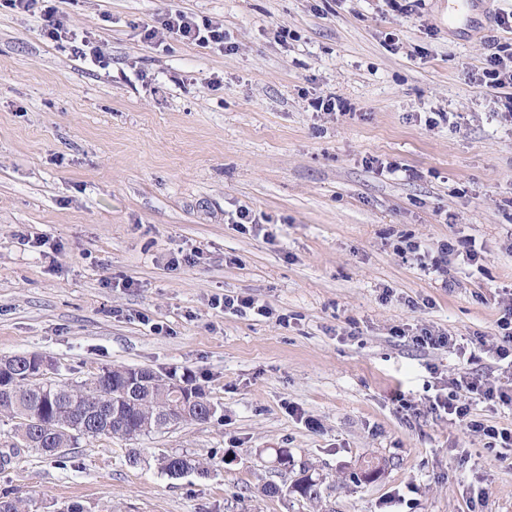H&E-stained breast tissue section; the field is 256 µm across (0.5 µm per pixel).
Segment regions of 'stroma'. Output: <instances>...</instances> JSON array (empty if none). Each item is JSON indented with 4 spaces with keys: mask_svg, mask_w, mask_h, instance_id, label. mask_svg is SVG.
<instances>
[{
    "mask_svg": "<svg viewBox=\"0 0 512 512\" xmlns=\"http://www.w3.org/2000/svg\"><path fill=\"white\" fill-rule=\"evenodd\" d=\"M452 7L60 0L104 67L0 7V358L45 353L51 381L113 365L185 376L218 407L55 457H9L2 417L0 493L29 512H512V462L432 406L460 375L503 377L459 348L500 343L512 292V122L504 90L475 82L512 54L496 23L512 0H477L453 25ZM168 8L223 23L233 50L144 40ZM242 205L265 231L227 223ZM466 239L481 261L451 259L444 279L400 250L430 260ZM227 294L271 313L224 312ZM424 327L457 348L416 346ZM270 448L323 475L319 505L287 495L298 472ZM181 453L202 472H161ZM370 464L382 473L362 480Z\"/></svg>",
    "mask_w": 512,
    "mask_h": 512,
    "instance_id": "1",
    "label": "stroma"
}]
</instances>
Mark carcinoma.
Wrapping results in <instances>:
<instances>
[{
	"instance_id": "1",
	"label": "carcinoma",
	"mask_w": 512,
	"mask_h": 512,
	"mask_svg": "<svg viewBox=\"0 0 512 512\" xmlns=\"http://www.w3.org/2000/svg\"><path fill=\"white\" fill-rule=\"evenodd\" d=\"M52 368L47 356L33 352L31 357L13 356L0 359V415L15 422L16 442L12 452L31 448L46 456L59 455L65 448H74L82 439L97 438L101 432L94 421L85 418L87 407L112 404V399L129 389L131 368L107 367L81 382H51L40 378V372ZM146 386L139 395L121 403L112 435L129 441L161 433L172 425L195 421L205 423L216 408L206 392L184 380L194 402L180 409L169 392L172 375L146 370ZM160 468L176 477L200 465L186 455L161 459ZM290 494L309 502H318L324 493V481L302 465Z\"/></svg>"
}]
</instances>
